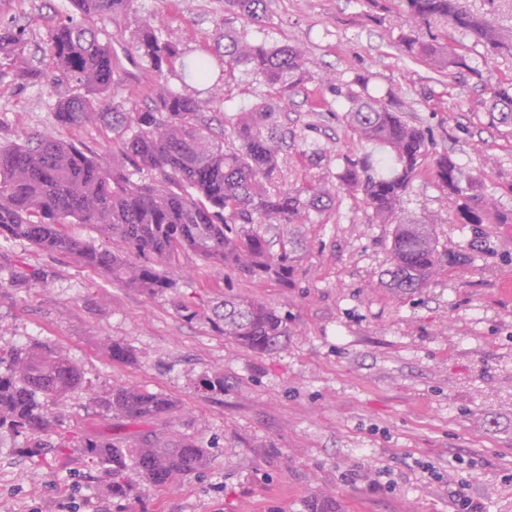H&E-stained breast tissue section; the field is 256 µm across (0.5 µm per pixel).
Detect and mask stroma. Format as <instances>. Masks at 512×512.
Listing matches in <instances>:
<instances>
[{
    "label": "stroma",
    "mask_w": 512,
    "mask_h": 512,
    "mask_svg": "<svg viewBox=\"0 0 512 512\" xmlns=\"http://www.w3.org/2000/svg\"><path fill=\"white\" fill-rule=\"evenodd\" d=\"M264 7L253 24L225 13L224 0H134L98 25L116 36L119 75L141 97L149 86L118 36L149 18L162 20L189 56L223 30L306 50L319 78L281 102L277 118L325 155L314 162L284 152L287 187L333 176L337 154L361 151L342 122L348 95L384 96L427 131L432 152L451 153L494 199L489 223H461L423 174L400 204L401 222L433 225L441 247L471 253V263L441 269L413 293L387 288L393 227L340 190L315 223L270 229L296 258L287 284L226 278L190 253L165 265L189 300L258 295L287 316L285 346L257 355L205 322L184 320L170 294L119 287L23 241L0 245V265L23 261L54 273L43 288H0V348L42 343L78 363L83 383L58 408L59 431L116 432L97 402L126 383L170 395L176 426L220 445L200 474L116 495L79 449L51 450L34 462L22 453L25 437L4 433L0 512H58L74 493L87 497L91 512H311L320 494L332 497L336 512H452V477L469 481L484 512H512V127L493 124L484 108L497 83L512 78V54L490 55L452 29L448 45L463 64L446 75L407 53L414 33L399 0H265ZM71 13L68 0H0V25L25 28L42 70L49 30ZM68 93L47 79L1 81L0 142L57 128L54 106ZM267 96L240 70L214 109L242 112ZM479 234L485 243L475 251ZM110 340L131 347L133 360L114 361ZM217 372L223 393H203L201 380ZM142 429L129 422L117 432L131 439ZM385 468L391 489L373 490L375 472Z\"/></svg>",
    "instance_id": "stroma-1"
}]
</instances>
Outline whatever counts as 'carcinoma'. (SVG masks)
Listing matches in <instances>:
<instances>
[{
	"instance_id": "1",
	"label": "carcinoma",
	"mask_w": 512,
	"mask_h": 512,
	"mask_svg": "<svg viewBox=\"0 0 512 512\" xmlns=\"http://www.w3.org/2000/svg\"><path fill=\"white\" fill-rule=\"evenodd\" d=\"M75 15L53 26L46 42L51 79L72 93L56 104L61 126H103L118 135L132 169L112 165L94 152L59 138L52 131L30 133L0 144V240H23L43 253L72 257L99 270L112 282L147 296L177 287L160 271L181 253H191L219 272H240L258 280L288 284L294 257L286 246L273 251L265 224H305L333 200L320 180L300 188L280 185L279 158L294 133L272 117L265 101L248 112H213L218 83L209 97L190 96L164 83L166 73L206 83L210 55L188 56L164 33L145 22L125 41L152 81L144 105L131 101L115 78L112 37L98 21L126 12L133 0H69ZM264 0H224L225 10L253 22L263 17ZM408 20L418 28L433 23L471 35L494 54L512 53V35L482 16L461 8L458 0H402ZM230 78L239 68L284 101L314 79L302 50L293 46L247 43L224 32L213 39ZM408 50L436 70L460 63L448 43L436 39L408 42ZM0 58L9 70L0 77L37 82L44 72L28 57L24 32L0 26ZM344 119L359 140L389 148V155H336V187L361 199L381 224L393 225L389 286L400 291L427 287L436 271L466 265L467 257L439 246L430 224H397L403 197L423 167L448 195L464 224L486 223L479 178L464 173L447 153L430 156L427 133L409 124L379 97L368 92L349 97ZM492 121L512 126V81L499 83L487 106ZM237 145L226 148L227 140ZM67 224H87L122 251L72 236ZM47 283L43 271L27 263L10 267L0 288H33ZM181 317L203 320L219 336L233 339L254 354L279 349L288 322L259 298L228 295L210 304L175 300ZM82 385V373L67 356L45 345H15L0 350V431L28 436L55 432L57 406ZM101 405L117 420L147 422L167 417L175 402L163 393L134 385L112 387ZM46 448H79L81 457L112 476V491L137 482L145 492L186 478L207 466L214 443L171 430L149 431L130 443L121 437H70L36 441L28 457Z\"/></svg>"
}]
</instances>
